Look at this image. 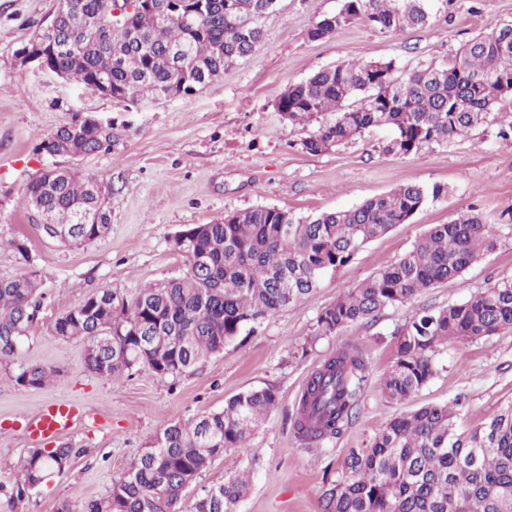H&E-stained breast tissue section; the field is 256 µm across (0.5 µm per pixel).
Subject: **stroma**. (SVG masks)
<instances>
[{
  "mask_svg": "<svg viewBox=\"0 0 512 512\" xmlns=\"http://www.w3.org/2000/svg\"><path fill=\"white\" fill-rule=\"evenodd\" d=\"M57 0H0V278L20 262L8 242L23 238L43 273L42 294L17 363L0 366V512H58L124 477L149 441L175 420L223 408L251 389L275 386L278 404L245 447L227 449L186 490L192 502L202 487L219 485L254 463L251 491L238 512H321L328 481L342 473L350 449L364 448L393 417L427 404L461 398L458 424H481L512 401V332L475 343H451L436 357V373L410 400L393 402L380 391L396 353V329L420 309L468 300L496 280L512 277V235L460 277L385 309L369 325L317 340L305 357L296 346L312 337L318 315L348 290L409 251L434 224L477 209L491 224H512V134L495 119L408 155L388 153L390 127H374L356 140L320 154L303 139L317 122L298 126L275 106L289 86L345 60H394L413 68L444 63L468 39L512 21V0H450L430 25L397 34L353 23L313 40L316 21L334 14L340 0H279L258 49L189 96L123 102L85 90L22 63L19 49L47 25ZM92 116L112 132L106 150L78 158L35 154L41 138L75 116ZM92 173L110 188L112 228L88 245L46 239L38 216L22 202L28 183L45 167ZM442 186L405 224L367 243L336 273L326 274L305 300L240 336L223 354L177 379L141 370L99 377L85 368L84 346L53 336L57 318L86 296L108 288L132 296L144 286L182 275L186 261L172 236L246 209L275 206L299 216L347 210L400 184ZM360 344L369 363L359 417L317 447L296 438L293 419L310 373L342 345ZM55 370L50 386L22 389L11 379L18 364ZM87 411L86 420L56 436L77 448L68 471L17 497L21 461L37 448L20 431L24 420L52 400Z\"/></svg>",
  "mask_w": 512,
  "mask_h": 512,
  "instance_id": "stroma-1",
  "label": "stroma"
}]
</instances>
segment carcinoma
<instances>
[{
    "label": "carcinoma",
    "instance_id": "1",
    "mask_svg": "<svg viewBox=\"0 0 512 512\" xmlns=\"http://www.w3.org/2000/svg\"><path fill=\"white\" fill-rule=\"evenodd\" d=\"M157 17L126 12L125 0H71L63 27L77 43L46 55L48 70L93 92L102 73L112 85L126 86L137 100L146 96H189L181 84L184 53L199 65L202 85L252 55L265 36L264 22L273 0H235L237 14L260 17L238 26L219 14L215 0H155ZM121 11L115 15V11ZM433 0H341L333 22L320 19L309 38L320 39L361 21L385 32L430 24ZM512 23L461 46L445 64L402 69L389 60H348L324 68L288 87L276 108L288 120L305 123L336 113L302 142L323 153L389 126L396 137L387 152L409 154L425 142L462 134L482 124L493 111L508 117L512 130V94L499 95L493 77L512 81ZM109 128L82 119L40 139L34 152L49 155L57 144L74 141L88 152L110 142ZM100 180L92 174L41 176L27 185L23 204L63 215L94 206ZM428 191L403 184L341 211L297 216L276 207L239 211L202 229L187 228L194 252L209 266L200 270L190 257L187 271L141 289L131 300L108 288L88 295L56 319V336L84 345V363L92 374L119 376L133 369L177 378L194 371L243 333L257 331L267 318L304 300L322 277L346 266L371 240L407 222ZM110 228L108 213L86 226L81 240L92 243ZM512 225L498 227L467 210L446 224H434L412 249L339 297L317 319L314 336L296 352L305 356L315 341L376 318L419 292L459 277L482 254L492 251ZM9 246L25 262L16 275L0 279V364L18 355L33 322L42 273L32 266L25 240ZM168 334L162 345L148 344V333ZM512 330V278L497 280L474 297L421 311L399 327L396 358L380 380L391 401L410 399L435 374L434 357L450 342L474 343ZM368 361L357 344L342 348L310 374L293 427L303 444L319 446L338 437L358 415L367 381ZM54 370L40 364L19 366L16 385L39 389ZM278 400L271 386L229 398L224 408L168 425L136 459L126 476L105 494L80 506L62 503L59 512H182L184 476L199 478L227 448H241L265 421ZM459 400L427 405L389 420L366 448L351 451L342 475L321 494V512H512V402L500 406L480 426L456 428ZM76 454L69 445L34 451L17 484L21 497L55 475L65 473ZM250 491V479L235 475L202 489L188 512H236Z\"/></svg>",
    "mask_w": 512,
    "mask_h": 512
}]
</instances>
